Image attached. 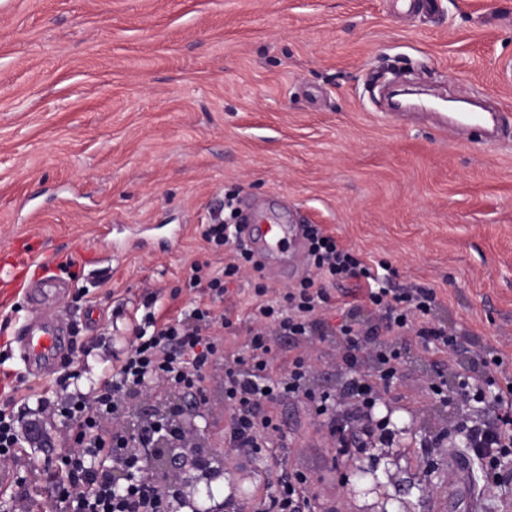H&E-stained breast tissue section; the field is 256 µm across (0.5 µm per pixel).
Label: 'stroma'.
<instances>
[{
    "label": "stroma",
    "mask_w": 512,
    "mask_h": 512,
    "mask_svg": "<svg viewBox=\"0 0 512 512\" xmlns=\"http://www.w3.org/2000/svg\"><path fill=\"white\" fill-rule=\"evenodd\" d=\"M385 68L497 108L496 142L442 130L425 109L386 112ZM230 195L288 199L368 263L388 261L396 286L435 289V320L469 342L451 360L401 338L394 411L375 409L394 441L359 455L378 496L302 403L273 406L282 434L260 456L227 447L224 371H211L203 449L172 512H208L233 489L257 506L296 471L321 512H501L485 495L450 496L448 454L470 452L454 429L468 406L431 387H455L457 370L512 373V0H0V262L24 248L70 281L81 391L121 355L145 295L163 316L200 303L184 282L192 263L223 267L202 227L228 215ZM102 225L133 241L105 267ZM251 293L243 278L211 303L233 312L226 354H246ZM24 314L21 291L0 293V402L13 399L23 423L55 396L54 377L25 374L7 332ZM486 346L501 366L475 359ZM309 351L311 387L335 391L336 337ZM44 427L48 444L26 446L6 489L57 512L65 442L59 423ZM341 484L355 490L346 506Z\"/></svg>",
    "instance_id": "1"
}]
</instances>
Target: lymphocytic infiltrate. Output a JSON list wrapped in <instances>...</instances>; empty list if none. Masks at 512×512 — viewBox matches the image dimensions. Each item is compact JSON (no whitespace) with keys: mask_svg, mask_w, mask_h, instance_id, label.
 <instances>
[{"mask_svg":"<svg viewBox=\"0 0 512 512\" xmlns=\"http://www.w3.org/2000/svg\"><path fill=\"white\" fill-rule=\"evenodd\" d=\"M202 237L213 249L228 250L230 258L219 271L206 263L191 264L187 288L217 299L241 276H249L253 283L246 358L225 357L224 345L213 333L217 326L233 327L230 314L216 316L211 309L197 306L163 322L154 311L156 296H148L111 375L87 393L71 389L69 375H61L56 381V402L42 404L48 417L59 420L69 442L61 457L63 478L56 485L62 512H169L167 493L151 478L142 451L152 445L157 432H170V425L150 426L132 437L117 426L125 395L147 384L178 390L202 404L207 373L223 367L224 402L230 410L224 438L229 447L247 457L270 447L273 435L281 430L271 406L297 401L313 406L322 416L327 438L344 455L353 427H361L368 436L375 432L372 411L390 392L401 366L395 339L415 335L431 354L453 356L464 348L463 337L432 322L430 315L438 303L434 289L395 287L397 273L392 265L381 261L369 266L361 254L341 246L322 225L307 227L305 276L281 291L266 283L251 255L237 246L235 224L215 219L205 225ZM344 281L353 282L356 305L374 308L372 325L362 328L346 321L328 325L326 314L334 304L331 290ZM276 334L301 347L289 357L286 373L279 376L273 373L271 347ZM326 334L341 342L346 374L335 393L318 394L310 387L312 359L304 347ZM366 355L375 363L370 373L362 369ZM494 409L500 414L498 422L472 415L457 428L483 459L489 485L497 481L499 457L512 455L511 374L501 376ZM306 482L301 474L280 481L259 512H316Z\"/></svg>","mask_w":512,"mask_h":512,"instance_id":"obj_1","label":"lymphocytic infiltrate"}]
</instances>
